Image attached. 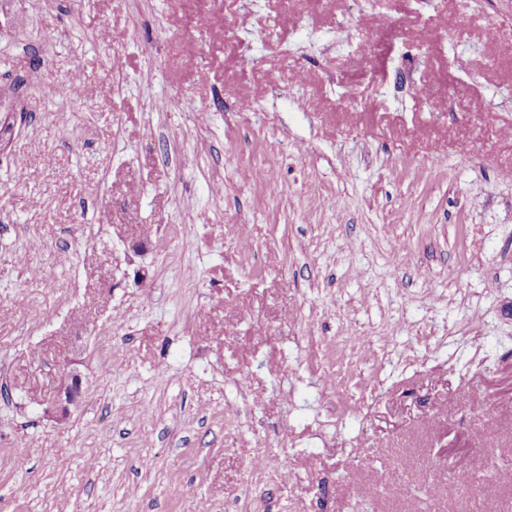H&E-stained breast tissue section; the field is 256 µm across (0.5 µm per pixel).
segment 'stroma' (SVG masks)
<instances>
[{"mask_svg":"<svg viewBox=\"0 0 512 512\" xmlns=\"http://www.w3.org/2000/svg\"><path fill=\"white\" fill-rule=\"evenodd\" d=\"M0 90V512H512V0H6ZM83 376L80 371L70 367L63 378L53 401V410L58 421H66L72 408L79 407L82 395Z\"/></svg>","mask_w":512,"mask_h":512,"instance_id":"stroma-1","label":"stroma"}]
</instances>
